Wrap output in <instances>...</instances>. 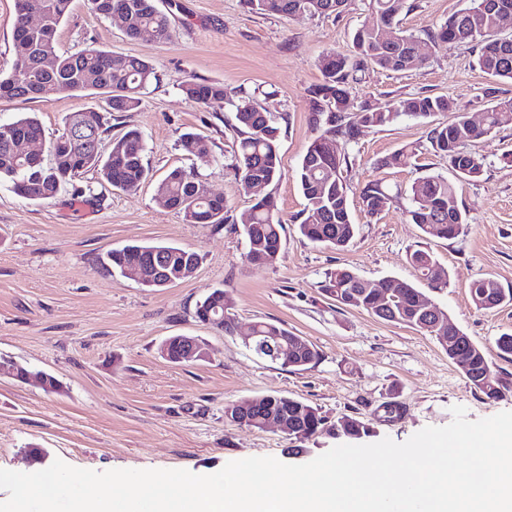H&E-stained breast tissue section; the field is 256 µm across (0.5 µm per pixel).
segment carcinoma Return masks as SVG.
<instances>
[{"instance_id": "carcinoma-1", "label": "carcinoma", "mask_w": 512, "mask_h": 512, "mask_svg": "<svg viewBox=\"0 0 512 512\" xmlns=\"http://www.w3.org/2000/svg\"><path fill=\"white\" fill-rule=\"evenodd\" d=\"M72 0H17V14L13 38H22L27 52L20 56L16 68L7 76H0V98L31 99L26 82L31 79L53 80L63 90L72 93L91 92L104 97L106 107H95L70 113L58 139L52 142V162L31 164L27 144L40 139L43 129L34 115L23 116L0 126V180L7 179L21 197L40 201L56 197L60 190L79 173L96 171L101 181L124 192L137 190L148 178L149 167L144 163L145 145L141 132L129 129L112 138L108 152L101 150L102 135L108 131L107 114L133 112L142 101V95L157 80L153 66L140 58L130 57L123 66L113 67L111 54L100 48H85L75 53L60 51L57 33L69 13ZM252 11L290 18L339 15L347 0H244ZM92 10L103 16L119 8L125 16V33L131 39L167 40L170 37L169 20L160 11L155 0H90ZM374 20L358 28L353 35L354 57L330 52L320 60L322 81L309 89L312 120L325 125L324 135L306 149L298 170V179L306 205L299 232L308 240L336 250L348 247L357 234L350 213L349 186L342 169L349 160L338 154L330 155L322 145L326 137L341 135L349 140L358 136L359 127L346 122L353 109L362 113V126H386L401 116L430 118L456 111L453 100L446 96H414L384 103H357L349 91V78L366 64L385 71L402 72L429 58L439 43H474L480 47L478 63L489 77L512 80V40L501 38L498 31L504 15L512 16V0H470V4L453 13L437 30L423 40L406 31L392 40L385 39L386 29L399 24V17L407 8L406 0H369ZM185 96L207 107H219L230 91L222 83L189 80L182 85ZM240 138L232 154V169L240 191L253 194V186H270L282 177L278 155V129L271 124L269 112L257 103L242 100L236 112ZM512 124V100L490 106L484 125H467L458 114L453 119L431 128L428 133L433 150L448 158L453 170L463 181H475L483 173V159L467 150V145L495 129ZM183 149L191 155H209L210 142L204 136L187 132L181 139ZM416 150L403 147L382 161L388 167L410 164ZM332 166L336 177L330 179L325 170ZM414 206L408 210V221L417 225L424 236L453 239L465 224V215L456 202V187L443 176L426 173L411 186ZM157 195L163 203L183 216L188 224H223L229 219L230 207L224 197L207 192L203 182L181 169L171 170L157 184ZM255 195V194H253ZM367 213L377 214L389 197L378 182H369L361 190ZM248 251L247 261L255 265L271 266L280 256L284 224L277 216L272 193L255 195V202L242 220ZM152 245L133 244L113 249L102 258L107 271L124 267L131 254H145ZM164 251L157 263L160 274L147 280L146 286L163 288L192 277L200 263L197 252L174 245H162ZM408 262L420 278L433 288L448 284V272L423 246L407 255ZM369 282L347 267H338L326 275L321 285L325 295L343 307L361 308L377 318L411 326L419 331V321L425 317L421 303L424 294L405 283L398 293L389 296L387 306L374 303ZM470 294L477 307L494 309L504 302H512V291L507 292L493 278L476 280ZM441 322L437 329L428 331L436 337L446 353H451L449 337L461 330L438 310ZM258 336L254 347H259L270 336L296 338L280 324L258 321L253 323ZM306 350L298 351L286 367L306 369L316 364L320 353L306 339H301ZM469 359L472 369L491 368L486 354L470 344ZM253 410L255 428H262V418L271 413H286L305 436L318 434L340 435L361 439L372 433L368 423L344 416L331 422L310 404L282 395H258L244 401L224 405V419L238 422L242 405Z\"/></svg>"}]
</instances>
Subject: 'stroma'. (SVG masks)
Returning a JSON list of instances; mask_svg holds the SVG:
<instances>
[{"label": "stroma", "instance_id": "1", "mask_svg": "<svg viewBox=\"0 0 512 512\" xmlns=\"http://www.w3.org/2000/svg\"><path fill=\"white\" fill-rule=\"evenodd\" d=\"M400 29L425 37L468 0H408ZM170 19L165 41L133 40L120 21L72 0L58 33L61 50L89 45L117 61L135 56L154 66L158 80L138 111L116 112L111 134L139 129L149 180L128 193L102 184L93 171L81 173L46 201L17 195L0 182V357L55 377L57 393L0 374V468L31 471L28 451L41 449L43 466L111 469H184L197 475L219 471L231 461L271 456L305 464L337 446L336 438H289L279 428L264 430L225 421L224 405L256 395H284L316 406L328 420L348 415L372 428L370 442H404L427 426L451 422V407L464 406L468 420L512 411V388L497 399L475 390L436 339L412 327L380 320L362 309L325 297L320 284L339 266L374 285L399 280L422 289L482 348L494 373L512 385V357L498 354L497 338L512 333V303L477 308L471 284L495 279L512 288V128L493 131L472 145L484 160L481 178L460 181L446 157L428 139L429 120L400 117L385 127L361 128L356 139L330 138L347 156L352 221L359 231L345 250L316 245L297 230L306 204L297 170L308 144L322 129L312 121L308 90L322 80L320 58L351 54L352 35L371 19L368 0H348L340 15L288 19L249 10L243 0H156ZM474 44H442L421 66L390 72L366 67L351 92L359 100L386 102L417 95H444L467 118L481 121L486 108L512 100V82H492L478 65ZM220 81L231 97L209 108L181 91L188 79ZM249 98L265 107L279 129L282 177L270 188L285 226L276 264L246 259L242 217L252 200L243 195L228 167L239 125L236 106ZM101 98L56 89L32 100L1 99L0 125L35 114L43 129L42 155L61 133L64 117ZM205 136L211 154L198 158L181 146L185 132ZM418 154L402 168L382 167L397 149ZM180 168L197 175L231 207L220 226L188 224L166 208L158 180ZM456 185L466 216L453 239H421L407 220L411 186L425 172ZM381 182L389 201L369 215L361 188ZM134 242L175 244L196 251L194 275L167 288L108 273L99 258ZM424 244L448 271V285L426 287L407 261ZM215 288L235 302L240 327L256 321L283 324L321 353L304 370L258 356L239 337L199 322L194 311ZM174 335L199 338L210 350L204 361L172 363L159 352ZM403 413L386 418V402Z\"/></svg>", "mask_w": 512, "mask_h": 512}]
</instances>
